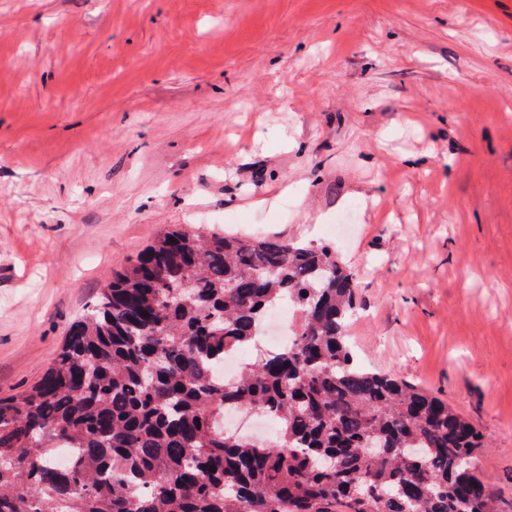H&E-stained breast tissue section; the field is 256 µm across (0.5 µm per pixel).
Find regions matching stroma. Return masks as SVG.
Instances as JSON below:
<instances>
[{
  "label": "stroma",
  "instance_id": "obj_1",
  "mask_svg": "<svg viewBox=\"0 0 512 512\" xmlns=\"http://www.w3.org/2000/svg\"><path fill=\"white\" fill-rule=\"evenodd\" d=\"M181 224L333 246L512 512V0H0V397Z\"/></svg>",
  "mask_w": 512,
  "mask_h": 512
}]
</instances>
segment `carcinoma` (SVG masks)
Segmentation results:
<instances>
[{"label": "carcinoma", "instance_id": "1", "mask_svg": "<svg viewBox=\"0 0 512 512\" xmlns=\"http://www.w3.org/2000/svg\"><path fill=\"white\" fill-rule=\"evenodd\" d=\"M356 290L329 245L158 235L0 399V512H503L472 467L476 428L358 361ZM285 301L295 339L224 381V355ZM230 408L273 419L276 442L224 428Z\"/></svg>", "mask_w": 512, "mask_h": 512}]
</instances>
